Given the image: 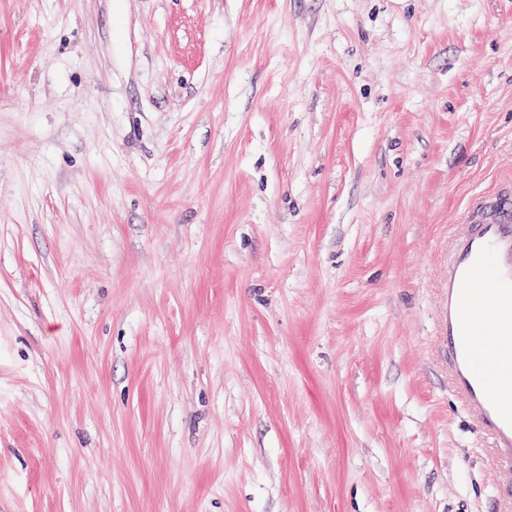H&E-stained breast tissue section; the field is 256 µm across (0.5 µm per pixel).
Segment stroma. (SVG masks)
Instances as JSON below:
<instances>
[{"label":"stroma","instance_id":"stroma-1","mask_svg":"<svg viewBox=\"0 0 512 512\" xmlns=\"http://www.w3.org/2000/svg\"><path fill=\"white\" fill-rule=\"evenodd\" d=\"M512 179V0H0V512H497L434 316Z\"/></svg>","mask_w":512,"mask_h":512}]
</instances>
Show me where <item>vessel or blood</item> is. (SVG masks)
Masks as SVG:
<instances>
[{
  "instance_id": "obj_1",
  "label": "vessel or blood",
  "mask_w": 512,
  "mask_h": 512,
  "mask_svg": "<svg viewBox=\"0 0 512 512\" xmlns=\"http://www.w3.org/2000/svg\"><path fill=\"white\" fill-rule=\"evenodd\" d=\"M437 332L451 388L490 441L497 488L512 512V186L463 214Z\"/></svg>"
}]
</instances>
